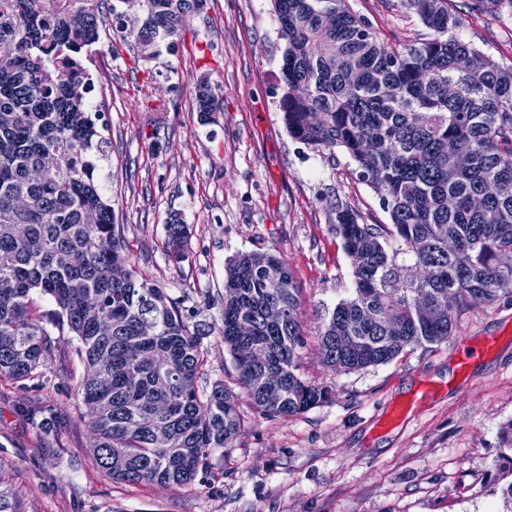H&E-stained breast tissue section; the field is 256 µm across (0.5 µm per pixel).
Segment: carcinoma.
Here are the masks:
<instances>
[{"mask_svg":"<svg viewBox=\"0 0 512 512\" xmlns=\"http://www.w3.org/2000/svg\"><path fill=\"white\" fill-rule=\"evenodd\" d=\"M101 0H0V376L40 380L52 333L80 341L78 391L97 467L132 484L185 485L241 427L236 395L208 376L200 338L165 288L129 264L130 244L94 179L102 149L86 65ZM145 15L129 35L176 45L204 0H123ZM284 44L279 110L314 151L342 149L379 196L388 224L336 206L332 224L354 268L351 296L320 329L323 362L350 372L448 339L464 307L512 297V69L455 31L448 0H401L429 35L381 44L347 0H272ZM336 15L326 25L323 17ZM306 93L297 96L294 88ZM201 119L221 111L210 85ZM457 145L448 153V142ZM22 193L24 210L14 208ZM93 211L98 223L87 224ZM167 248L188 260L183 224ZM55 309L31 314L33 294ZM298 288L287 265L241 253L225 269L220 336L236 382L267 417L306 411L326 387L298 373Z\"/></svg>","mask_w":512,"mask_h":512,"instance_id":"carcinoma-1","label":"carcinoma"}]
</instances>
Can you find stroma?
Instances as JSON below:
<instances>
[{
  "label": "stroma",
  "mask_w": 512,
  "mask_h": 512,
  "mask_svg": "<svg viewBox=\"0 0 512 512\" xmlns=\"http://www.w3.org/2000/svg\"><path fill=\"white\" fill-rule=\"evenodd\" d=\"M381 42L426 35L400 0H348ZM461 13L457 35L512 68V8ZM271 0H206L175 50L142 53L107 18L88 64L102 111V151L88 154L131 244L130 263L166 289L185 314L212 327L202 346L209 381H231L221 326L227 262L270 252L299 289L302 377L328 398L287 418L260 414L238 391L243 419L183 486L113 481L94 463L90 416L78 394V340L57 337L41 382L0 377V491L12 512H512L504 497L503 430L512 423V298L462 309L452 335L393 361L336 373L317 331L354 286L331 229L332 207L362 223L390 218L343 152H316L289 135L278 108L283 43ZM207 79L224 101L200 119L193 87ZM186 224L190 258L169 259L172 220ZM496 336L490 354L459 364Z\"/></svg>",
  "instance_id": "stroma-1"
}]
</instances>
